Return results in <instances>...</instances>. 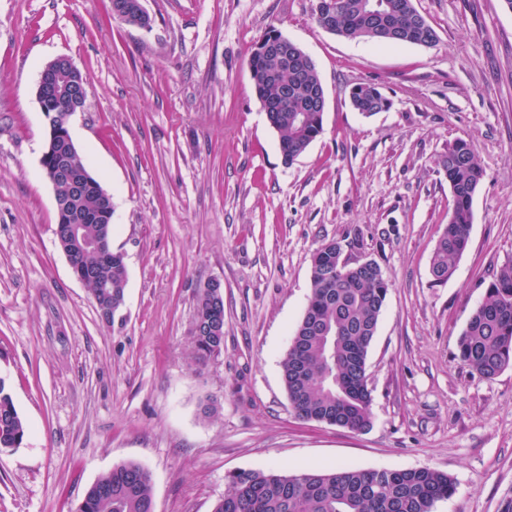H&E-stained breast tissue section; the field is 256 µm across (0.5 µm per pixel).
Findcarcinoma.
<instances>
[{
  "label": "carcinoma",
  "mask_w": 512,
  "mask_h": 512,
  "mask_svg": "<svg viewBox=\"0 0 512 512\" xmlns=\"http://www.w3.org/2000/svg\"><path fill=\"white\" fill-rule=\"evenodd\" d=\"M330 2L332 33L353 40L377 42V29L395 32L393 43L431 47L438 42L435 28L413 0H376L382 17L362 7V0ZM301 62L251 54L249 67L262 107L270 108L267 122L277 133L284 162L293 163L323 132V112L306 116L298 109L325 94L317 67L299 70ZM291 87L288 105L275 109L279 87ZM357 111L370 117L386 111L391 101L373 84L350 90ZM452 192V208L434 248L430 272L443 283L453 274L456 260L469 244L473 201L484 178L472 144L459 139L440 159ZM340 241L319 247L311 260V295L282 361V376L295 415L303 420L361 432L372 423V398L367 384L366 358L387 297L388 283L381 267H338ZM73 260L90 275L93 297L112 294V313L124 299L127 269L104 265L101 256L77 248ZM224 309L222 289H199L189 328L193 358L206 362L224 347V333L210 331L212 312ZM458 357L479 376L490 379L512 364V263L489 284L484 300L473 310L458 338ZM27 435L6 381L0 377V448H16ZM454 482L427 469L357 470L340 466L325 473L240 471L230 475L229 491L213 512H433L436 502L450 497ZM152 477L136 462H123L102 474L86 492L76 512H149Z\"/></svg>",
  "instance_id": "1"
}]
</instances>
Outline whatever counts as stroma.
<instances>
[{
    "label": "stroma",
    "instance_id": "stroma-1",
    "mask_svg": "<svg viewBox=\"0 0 512 512\" xmlns=\"http://www.w3.org/2000/svg\"><path fill=\"white\" fill-rule=\"evenodd\" d=\"M317 0H144L149 28L109 0H0V377L28 427L0 450V512H74L116 464L152 475L155 512H212L237 471L430 468L455 483L434 512L512 500V365L485 379L457 341L512 262V10L414 0L430 48L322 30ZM315 61L324 131L293 164L248 59L269 29ZM72 59L88 105L74 143L111 194L124 306L104 322L55 234L40 159L41 70ZM390 99L364 117L349 91ZM470 141L485 178L467 251L434 283L452 194L440 157ZM351 242L389 291L368 350L372 425L298 419L281 362L322 244ZM224 292V347L189 358L197 292ZM211 416H203L205 405Z\"/></svg>",
    "mask_w": 512,
    "mask_h": 512
}]
</instances>
